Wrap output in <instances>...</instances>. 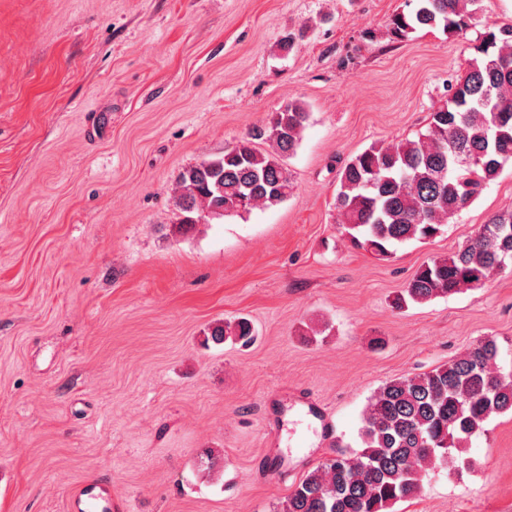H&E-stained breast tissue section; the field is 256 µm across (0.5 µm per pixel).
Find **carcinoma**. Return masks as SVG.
<instances>
[{
  "label": "carcinoma",
  "mask_w": 512,
  "mask_h": 512,
  "mask_svg": "<svg viewBox=\"0 0 512 512\" xmlns=\"http://www.w3.org/2000/svg\"><path fill=\"white\" fill-rule=\"evenodd\" d=\"M482 0H417L389 22L402 41L419 28L461 32ZM453 93L429 112L425 132L396 145L374 143L338 174L335 207L353 246L379 257L406 241L436 237L512 163V25L485 33ZM308 118L293 100L255 125L221 157L183 171L179 230L204 218L241 216L283 202L293 191L284 159L294 154ZM270 143L260 152L255 142ZM483 232L456 252L422 265L397 305L425 303L478 288L512 268V212L491 216ZM214 340L247 344L244 319L212 330ZM493 338L413 377L385 382L371 398L359 431L361 450L339 451L308 473L274 512H390L418 496L433 469L459 471L472 436L493 415L512 413V374L501 373Z\"/></svg>",
  "instance_id": "obj_1"
}]
</instances>
